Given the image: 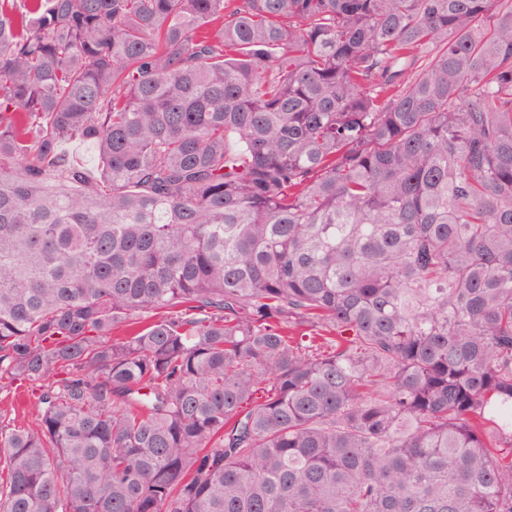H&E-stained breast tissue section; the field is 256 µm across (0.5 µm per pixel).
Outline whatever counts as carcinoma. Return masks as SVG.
Listing matches in <instances>:
<instances>
[{"label":"carcinoma","instance_id":"carcinoma-1","mask_svg":"<svg viewBox=\"0 0 512 512\" xmlns=\"http://www.w3.org/2000/svg\"><path fill=\"white\" fill-rule=\"evenodd\" d=\"M4 388L0 512H512V0H0ZM63 151L70 157H75L91 173H95L98 165V157L95 148L80 141L67 142L62 145ZM15 418L18 422L30 423L34 419V398L31 392H19L13 389L0 391V416Z\"/></svg>","mask_w":512,"mask_h":512}]
</instances>
